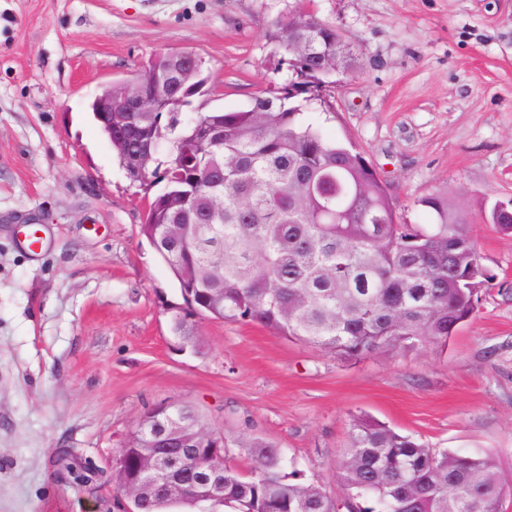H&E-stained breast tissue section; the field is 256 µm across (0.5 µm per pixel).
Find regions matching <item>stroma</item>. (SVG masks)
Returning <instances> with one entry per match:
<instances>
[{"mask_svg": "<svg viewBox=\"0 0 512 512\" xmlns=\"http://www.w3.org/2000/svg\"><path fill=\"white\" fill-rule=\"evenodd\" d=\"M309 5L348 45L330 133L386 182L401 221L438 195L493 279L447 346L350 364L258 324L202 321L140 233L145 190L89 105L159 52L200 55L212 110L246 109L287 75L272 21ZM512 0H0V512H121L111 484L57 475L63 450L106 465L138 420L194 406L251 464L264 439L331 496L353 417L425 445L491 453L512 491ZM37 219L44 245L24 237ZM511 202L512 199H496L491 204H486L482 213L483 220L489 224H495L503 232L512 233V222L510 224L501 222L502 212L510 210Z\"/></svg>", "mask_w": 512, "mask_h": 512, "instance_id": "obj_1", "label": "stroma"}]
</instances>
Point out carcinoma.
<instances>
[{
    "mask_svg": "<svg viewBox=\"0 0 512 512\" xmlns=\"http://www.w3.org/2000/svg\"><path fill=\"white\" fill-rule=\"evenodd\" d=\"M269 40L288 52V78L266 88L240 111L205 110L199 87L205 66L170 92L164 107L144 113L112 151L120 163L146 141V169L160 189L145 208L140 232L181 225L184 245L161 253L169 267L203 271L196 287L224 289L212 317L259 324L279 336L336 354L351 363L373 354L446 346L479 310L490 277L478 263L466 220L432 195L420 200L426 224L398 220L386 184L349 139L329 136L336 119L323 101L324 121L308 117L314 93L334 87L328 58L351 54L338 29L305 10L271 25ZM177 59L159 53L129 82L112 85L118 100L140 82L164 85ZM509 200L485 205L484 221L501 222ZM175 335L195 346L191 314L174 318ZM173 415L204 426L191 405ZM253 464L242 472L224 464V505L233 512H503L505 489L489 455L438 451L372 418L352 419L336 468L342 497L333 498L300 474L283 473L272 444H250ZM140 449L129 443L112 458L116 498L137 479ZM194 505L166 495L162 483L140 512H173Z\"/></svg>",
    "mask_w": 512,
    "mask_h": 512,
    "instance_id": "1",
    "label": "carcinoma"
}]
</instances>
